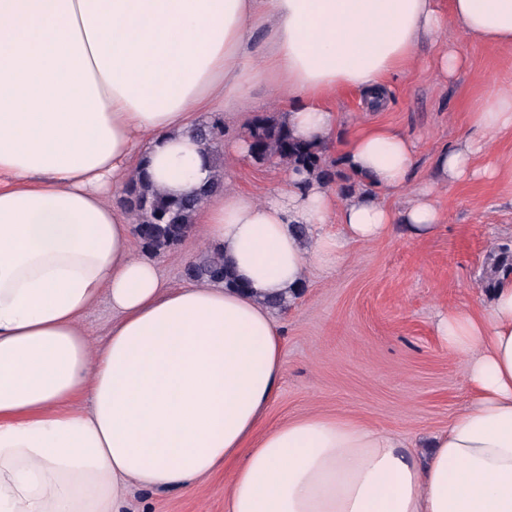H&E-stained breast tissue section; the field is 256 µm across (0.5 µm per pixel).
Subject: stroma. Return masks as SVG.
I'll use <instances>...</instances> for the list:
<instances>
[{"label":"stroma","mask_w":512,"mask_h":512,"mask_svg":"<svg viewBox=\"0 0 512 512\" xmlns=\"http://www.w3.org/2000/svg\"><path fill=\"white\" fill-rule=\"evenodd\" d=\"M466 65L444 80L424 64L436 49L417 50L418 64L392 78L386 109L365 111L356 94L336 97L339 121L330 134L329 160L342 158L358 129L398 128L417 143L413 182L431 177L434 158L467 133L468 110L491 77L512 76V47L493 50L467 39L449 24ZM219 173L232 187L256 196L285 184L288 169L271 162H236L220 155ZM440 230L416 241L402 230L377 242L353 246L333 273L310 270L299 297L274 309L281 332L284 373L267 423L306 413L345 415L392 431L425 449L431 436L470 402L464 358L449 352L436 322L448 308L481 310L488 291L483 277L494 249L512 245V182L472 180L439 189ZM210 244L192 232L156 256L162 278L186 283V264ZM229 470L191 489H133L132 512H224Z\"/></svg>","instance_id":"stroma-1"}]
</instances>
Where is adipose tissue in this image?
I'll use <instances>...</instances> for the list:
<instances>
[{"label": "adipose tissue", "instance_id": "1", "mask_svg": "<svg viewBox=\"0 0 512 512\" xmlns=\"http://www.w3.org/2000/svg\"><path fill=\"white\" fill-rule=\"evenodd\" d=\"M452 22L512 46V0H0V512H127L130 487L190 489L230 463L224 512H512L510 276L482 311L437 322L471 400L426 461L345 416L266 424L284 371L268 298H297L310 267L339 268L393 225L429 238L438 186L512 178L484 159L512 135L511 86L490 82L434 180L410 186L416 142L374 126L347 141L361 187L345 199L295 171L261 199L210 194L193 221L234 288L168 285L111 202L140 172L196 193L213 169L195 114L237 113L258 89L288 99L292 135L319 145L333 96L383 106L421 45L455 77ZM405 191L402 209L381 200ZM103 298L97 347L80 319Z\"/></svg>", "mask_w": 512, "mask_h": 512}]
</instances>
